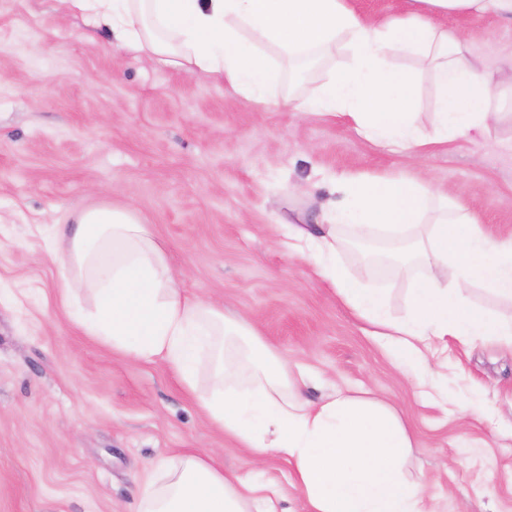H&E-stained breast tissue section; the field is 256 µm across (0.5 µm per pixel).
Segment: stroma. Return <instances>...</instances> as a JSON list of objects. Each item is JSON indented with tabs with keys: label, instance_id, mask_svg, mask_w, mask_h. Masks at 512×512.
<instances>
[{
	"label": "stroma",
	"instance_id": "1",
	"mask_svg": "<svg viewBox=\"0 0 512 512\" xmlns=\"http://www.w3.org/2000/svg\"><path fill=\"white\" fill-rule=\"evenodd\" d=\"M495 72L512 52V22L448 18ZM418 85L429 125L436 90L416 56L397 58ZM463 196L496 236L512 235V118L482 138L429 146L419 163L318 115L266 109L223 82L154 68L111 32L87 28L59 0H0V512H135L151 461L217 455L259 470L286 512L303 496L280 454L254 460L213 427L163 362L112 349L78 329L59 296L64 259L52 228L71 212L128 207L169 251L189 293L224 303L281 358L306 364V395L371 390L413 433L408 458L437 512H512V350L449 340L434 354L440 389L415 385L303 259L277 241L341 192L336 174L415 176ZM308 183L310 193L292 186ZM337 262L390 291L403 316L415 270L376 269L352 246ZM486 415L462 418L460 404Z\"/></svg>",
	"mask_w": 512,
	"mask_h": 512
}]
</instances>
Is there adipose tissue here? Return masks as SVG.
Instances as JSON below:
<instances>
[{
  "mask_svg": "<svg viewBox=\"0 0 512 512\" xmlns=\"http://www.w3.org/2000/svg\"><path fill=\"white\" fill-rule=\"evenodd\" d=\"M91 28L108 27L126 51L153 65L218 78L245 100L341 121L373 144L414 157L431 144L484 135L512 94V61L489 76L469 57V36L440 25L443 17L494 12L512 20V0H420L424 13L374 22L348 0H61ZM343 46L351 62L326 59ZM429 61L438 90L431 134L415 110L412 75L394 57ZM327 65L325 79L304 91L306 77ZM349 201L322 207L315 228L288 227L279 247L307 259L336 299L383 342L397 366L432 371L430 347L446 337L492 338L512 349V315L474 307L468 287L480 284L512 304V236L490 235L456 199L422 177L342 176ZM382 237L392 263L418 265L409 310L395 318L389 298L364 287L336 261L342 230ZM54 243L67 255L61 301L93 295L79 328L121 351L164 361L194 393L206 418L255 457L286 456L305 512H431L419 480L409 476L413 441L388 403L361 392L312 401L309 370L269 350L245 349L248 324L223 307L187 295L165 250L128 208L101 205L56 225ZM212 366L198 386L202 359ZM162 486L146 476L138 512H282L258 479L224 471L212 459L185 454L161 462Z\"/></svg>",
  "mask_w": 512,
  "mask_h": 512,
  "instance_id": "adipose-tissue-1",
  "label": "adipose tissue"
}]
</instances>
